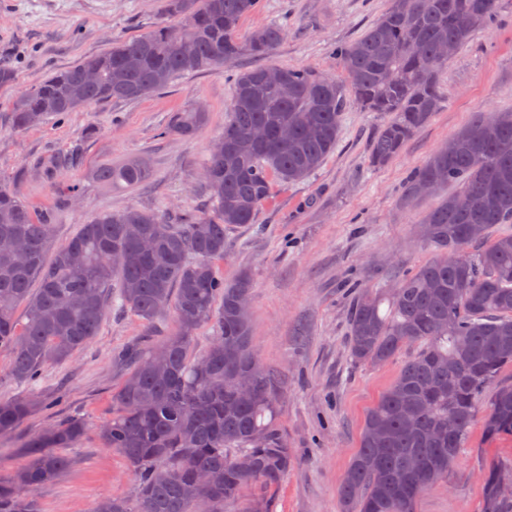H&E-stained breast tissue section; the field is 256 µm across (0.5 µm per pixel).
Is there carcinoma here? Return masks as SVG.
<instances>
[{
  "label": "carcinoma",
  "instance_id": "cac0c4a2",
  "mask_svg": "<svg viewBox=\"0 0 512 512\" xmlns=\"http://www.w3.org/2000/svg\"><path fill=\"white\" fill-rule=\"evenodd\" d=\"M499 0H391L361 36L336 50L338 81L304 66L268 65L234 78L231 118L209 149L200 192L213 215H172L136 207L103 213L56 244L57 211L37 212L18 184L0 183V350L13 358L12 376L29 385L45 367L67 361L98 336L109 310H128L151 325L173 309L177 330L144 351L119 355L131 371L112 395V420L101 428L105 447L124 455L136 477L134 499L107 500L110 512H224L250 490L248 512H272V497L296 455L277 421L284 382L256 360L248 275L226 284L214 260L224 257V233L252 224L275 181L294 183L316 171L339 140L348 98L384 116L369 163L387 165L443 105L440 75L475 32L492 23ZM261 0H165L164 18L143 35L56 71L12 102V126L25 131L50 117L108 101H136L175 79L214 71L230 60L265 58L287 27L270 24L245 38L237 28ZM89 69L98 71L93 83ZM207 113L188 105L168 130L202 131ZM288 128V140L278 131ZM413 169L412 199L450 183L459 190L430 211L421 238L438 256L396 287L353 293L348 351L355 364L384 365L409 345L393 383L367 414L360 448L342 481V512H413L417 498L448 477L480 409L490 438L512 435V385L499 382L512 367V113H481ZM109 188H136L150 177L139 160L100 168ZM467 208L459 209L460 200ZM29 245L18 256L14 241ZM152 242L150 249L144 241ZM463 261L448 264V250ZM38 288H32L33 283ZM23 317H18V310ZM204 323L213 338L201 354L193 336ZM35 402L0 400V436L13 434ZM71 417L23 443L27 464L0 481V512H34L31 494L68 466L58 452L84 434ZM481 512H512V462L483 473Z\"/></svg>",
  "mask_w": 512,
  "mask_h": 512
}]
</instances>
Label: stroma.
Listing matches in <instances>:
<instances>
[{
  "label": "stroma",
  "mask_w": 512,
  "mask_h": 512,
  "mask_svg": "<svg viewBox=\"0 0 512 512\" xmlns=\"http://www.w3.org/2000/svg\"><path fill=\"white\" fill-rule=\"evenodd\" d=\"M164 0H0V68L12 83L0 86V179L18 181L23 199L37 209L58 210V242L81 224L127 207L164 210L194 206L193 185L210 142L228 117L231 74L251 66L241 58L223 69L178 78L164 91L136 101L105 102L35 128L12 127L15 97L49 74L104 52L112 43L145 34L161 19ZM389 0H263L245 17L239 36L280 19L287 37L267 57L270 65H305L343 79L335 47L359 37L387 9ZM444 104L428 125L388 165L371 167L369 145L379 114L348 103L336 149L302 181L276 185L254 223L224 235L219 271L225 281L241 271L252 278L253 345L261 367L285 377L279 423L297 462L280 482L273 512H341L339 487L358 450L364 418L393 383L403 358L382 365L352 363L346 336L350 282L394 287L435 250L418 237L424 215L441 197L405 202L402 189L413 167L471 123L479 112H512V0H500L498 20L478 30L441 73ZM203 103L208 121L185 138L166 127L174 112ZM94 137H85L87 127ZM75 150L80 161L66 179L80 195L63 206L48 163ZM138 158L151 170L146 185L107 189L94 178L101 166ZM176 327L173 315L152 326L131 312L109 313L99 336L69 360L48 366L34 387L10 374L11 352L0 351V399L35 390L57 407L37 408L12 435L0 437V479L26 464L20 446L68 417L87 424L66 449L68 467L32 495L35 512H93L100 501L133 498L136 480L123 456L103 446L100 425L112 415V391L129 366L119 351L160 343ZM512 458V436L488 440L475 420L446 479L417 499L415 512H479L480 472Z\"/></svg>",
  "instance_id": "obj_1"
}]
</instances>
